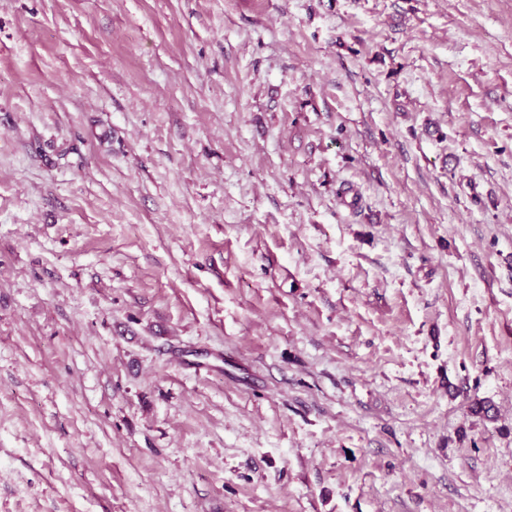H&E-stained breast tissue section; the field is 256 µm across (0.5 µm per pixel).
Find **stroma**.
I'll return each instance as SVG.
<instances>
[{
    "instance_id": "35a3bbf8",
    "label": "stroma",
    "mask_w": 512,
    "mask_h": 512,
    "mask_svg": "<svg viewBox=\"0 0 512 512\" xmlns=\"http://www.w3.org/2000/svg\"><path fill=\"white\" fill-rule=\"evenodd\" d=\"M0 512H512V0H0Z\"/></svg>"
}]
</instances>
